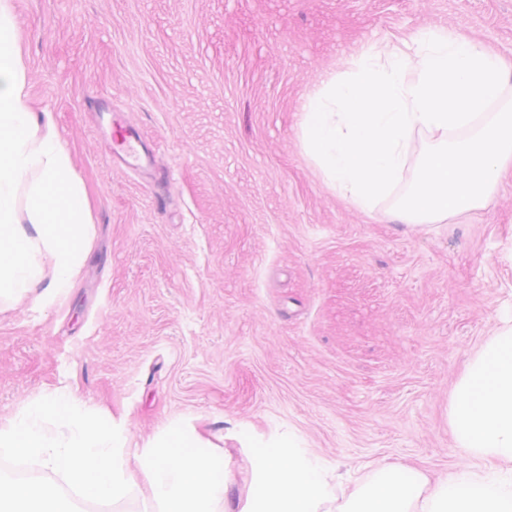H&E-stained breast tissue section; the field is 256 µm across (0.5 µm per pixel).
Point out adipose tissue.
<instances>
[{
  "label": "adipose tissue",
  "instance_id": "adipose-tissue-1",
  "mask_svg": "<svg viewBox=\"0 0 512 512\" xmlns=\"http://www.w3.org/2000/svg\"><path fill=\"white\" fill-rule=\"evenodd\" d=\"M17 29L12 0H0V301L29 293L48 308L75 288L93 229L51 115L31 108Z\"/></svg>",
  "mask_w": 512,
  "mask_h": 512
}]
</instances>
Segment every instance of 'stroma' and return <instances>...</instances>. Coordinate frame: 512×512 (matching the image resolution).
Returning <instances> with one entry per match:
<instances>
[{"label": "stroma", "instance_id": "1", "mask_svg": "<svg viewBox=\"0 0 512 512\" xmlns=\"http://www.w3.org/2000/svg\"><path fill=\"white\" fill-rule=\"evenodd\" d=\"M33 112L51 113L93 222L68 298L0 307V422L71 387L126 424L172 422L251 473L246 435H291L337 484L330 512L402 463L468 468L456 385L512 328V182L406 224L322 180L297 108L355 43L430 27L512 59V0H13ZM106 97L153 146L113 166Z\"/></svg>", "mask_w": 512, "mask_h": 512}]
</instances>
